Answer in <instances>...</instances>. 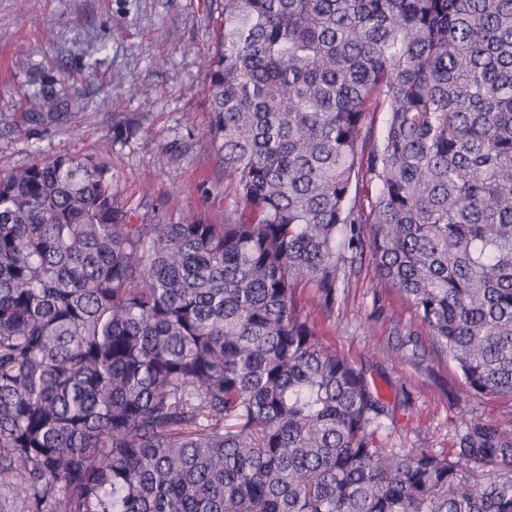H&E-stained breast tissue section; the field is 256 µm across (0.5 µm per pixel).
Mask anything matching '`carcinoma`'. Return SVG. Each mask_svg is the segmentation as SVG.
I'll list each match as a JSON object with an SVG mask.
<instances>
[{
  "mask_svg": "<svg viewBox=\"0 0 512 512\" xmlns=\"http://www.w3.org/2000/svg\"><path fill=\"white\" fill-rule=\"evenodd\" d=\"M219 8L224 223H128L107 141L0 172V507L512 512L511 416L384 446L391 408L305 311L367 255L512 398V0Z\"/></svg>",
  "mask_w": 512,
  "mask_h": 512,
  "instance_id": "1",
  "label": "carcinoma"
}]
</instances>
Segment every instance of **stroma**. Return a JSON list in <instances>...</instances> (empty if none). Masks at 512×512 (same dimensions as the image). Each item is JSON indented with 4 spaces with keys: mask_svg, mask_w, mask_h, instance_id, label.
Here are the masks:
<instances>
[{
    "mask_svg": "<svg viewBox=\"0 0 512 512\" xmlns=\"http://www.w3.org/2000/svg\"><path fill=\"white\" fill-rule=\"evenodd\" d=\"M220 24L210 0H0V171L44 154L96 153L132 224L206 216L220 220L224 182L208 141L209 114L198 68ZM53 27V43L42 32ZM61 93L59 123L29 112L40 92ZM110 108H102L103 96ZM132 126V136L121 134ZM319 338L366 375L393 417L381 437L389 448L454 451L463 420L500 423L512 402L475 395L455 365L434 353L413 309L356 262L332 311L311 316ZM419 335L421 359L400 345Z\"/></svg>",
    "mask_w": 512,
    "mask_h": 512,
    "instance_id": "35a3bbf8",
    "label": "stroma"
}]
</instances>
